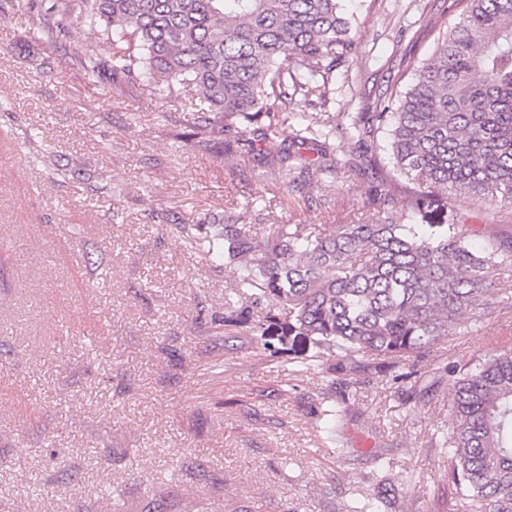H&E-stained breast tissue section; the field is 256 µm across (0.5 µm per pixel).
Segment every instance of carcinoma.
I'll return each mask as SVG.
<instances>
[{
    "label": "carcinoma",
    "mask_w": 512,
    "mask_h": 512,
    "mask_svg": "<svg viewBox=\"0 0 512 512\" xmlns=\"http://www.w3.org/2000/svg\"><path fill=\"white\" fill-rule=\"evenodd\" d=\"M49 12L81 18L94 35L93 49L73 59L90 82L142 73L169 88L191 82L202 94L200 132L231 134L272 168L305 146L316 157L300 174L336 173V125L289 107L355 50L339 0H53ZM376 108L350 116L352 137L372 148L393 116L390 158L415 188L403 199L375 191L372 222L282 224L270 242L222 217L202 237L195 224L175 230L224 258L227 291L285 311L289 334L318 355L390 374L467 327L492 300V270L512 265V234L475 247L459 224L406 223L431 207L435 187L512 205V0H462L395 112L384 101ZM289 128V144L269 157L264 146ZM448 375V487L466 512H512V351Z\"/></svg>",
    "instance_id": "cac0c4a2"
}]
</instances>
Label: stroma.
<instances>
[{
  "instance_id": "stroma-1",
  "label": "stroma",
  "mask_w": 512,
  "mask_h": 512,
  "mask_svg": "<svg viewBox=\"0 0 512 512\" xmlns=\"http://www.w3.org/2000/svg\"><path fill=\"white\" fill-rule=\"evenodd\" d=\"M451 2L340 0L357 47L308 97L336 125L337 164L307 204L222 136L197 141V87L142 75L103 91L69 61L92 44L81 19L49 45L30 14L52 0H0V512H106V477L122 512H349L369 497L379 512H464L442 445L448 365L512 350V268L493 270L475 325L393 381L316 358L283 311L228 297L223 262L174 241L214 213L266 239L372 220L377 188L406 197L386 142L361 153L345 117L406 88L401 58L431 55L459 19ZM434 203L474 245L512 231V207L442 188ZM230 302L244 324L213 326ZM331 405L334 422L319 416ZM34 474L48 496H25Z\"/></svg>"
}]
</instances>
